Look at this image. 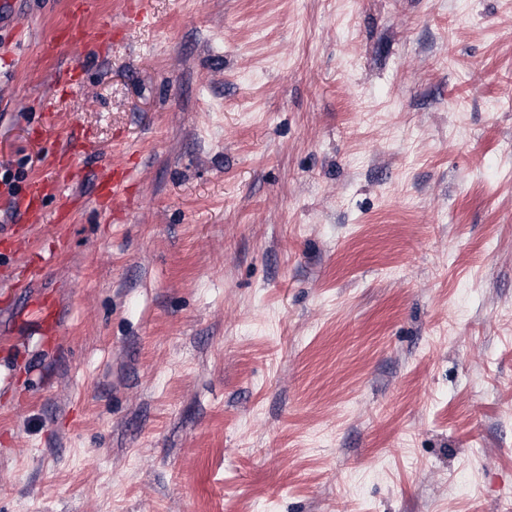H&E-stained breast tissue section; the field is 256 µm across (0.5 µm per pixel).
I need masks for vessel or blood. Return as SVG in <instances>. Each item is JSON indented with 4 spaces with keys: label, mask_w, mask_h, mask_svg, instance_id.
<instances>
[{
    "label": "vessel or blood",
    "mask_w": 512,
    "mask_h": 512,
    "mask_svg": "<svg viewBox=\"0 0 512 512\" xmlns=\"http://www.w3.org/2000/svg\"><path fill=\"white\" fill-rule=\"evenodd\" d=\"M95 0H68L64 19L52 35L40 44V56L55 61L57 67L52 78L53 96H67L82 81L84 61L102 56L113 40L112 26L102 22L97 29H89L88 18ZM80 48V60L59 63L63 48ZM34 140L43 149L45 175L33 177L20 198L0 193V208H20L29 227L41 224L66 226L71 224L76 210L81 206L79 196L69 193L67 187L73 182L76 170L77 134L64 131L57 125L52 109H44L43 120L34 131ZM130 170L112 165L101 159L95 173L96 201L101 209L119 215L129 200ZM54 201V211H47V201Z\"/></svg>",
    "instance_id": "vessel-or-blood-1"
}]
</instances>
